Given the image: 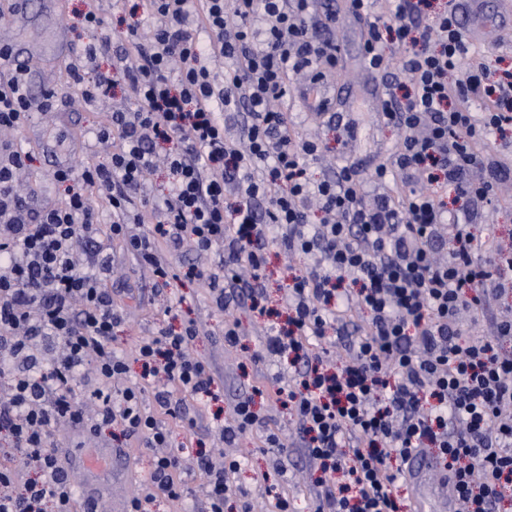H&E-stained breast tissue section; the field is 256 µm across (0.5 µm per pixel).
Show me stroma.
<instances>
[{"label": "stroma", "mask_w": 512, "mask_h": 512, "mask_svg": "<svg viewBox=\"0 0 512 512\" xmlns=\"http://www.w3.org/2000/svg\"><path fill=\"white\" fill-rule=\"evenodd\" d=\"M460 14L468 25L481 62L492 65L497 59L512 64V15L501 8V0H456ZM56 0H23L22 6L0 9V46L23 49L29 67L34 95L55 90L60 101L52 112L33 115L19 133L16 142L31 150L33 160L22 176L20 188L34 208L61 204L65 200L63 186L57 185L52 173L60 166L81 167L89 162H102L106 153L89 132L105 121L110 105L87 103L67 86L70 59L57 50L58 43H87L97 33L88 28L83 15L90 0H65L63 9H56ZM320 8L336 12L339 25L329 36L340 48L333 76L328 77L325 90V115L318 116L308 109L306 87L294 82L288 94V109L296 113L298 131L305 137L319 139L324 150L320 159L310 161L313 179L334 177L339 166L361 165L365 178H372L374 168L386 160L394 149L399 132L385 125L380 112L389 76L371 72L363 60L365 25L349 10V0H320ZM475 243H512V180L506 181L498 202L484 206L473 226ZM114 264L111 287L116 288L115 300L125 313V321L115 328L112 347L116 352L131 353L136 344L151 336L159 325L180 327L183 321L195 320L201 334L192 346L199 358L206 360L214 373L221 392L219 407L231 412L235 400L260 381L274 382L281 370L275 357H266L253 364L250 356L262 348L264 324L256 320L242 303H231L227 312L214 310L202 281L183 279L166 290L155 291L148 272L120 244H113ZM237 319L246 334L240 348L224 344L225 317ZM187 414H199L196 429L173 421L172 446L182 449L186 458L196 455L195 443H202L212 454L241 456L243 464L236 477L242 491L224 504V512H240L242 501H249L252 512H268L270 503L259 488L261 475L287 490L293 512H314L318 485L310 474L305 451L291 445L283 468H275L270 453L261 449V430L240 437L229 444L220 437V429L212 422L215 406L185 398ZM55 440L61 457L76 455L93 458L107 448H123L129 455L131 479L96 473L84 469L72 470L77 499L94 495L98 512H113L124 505L147 477L151 466V451L132 440L124 439L116 426L103 427L89 435L62 425L55 430ZM206 478L196 466H189L183 475L185 493L178 504L158 499L155 512H207L204 484Z\"/></svg>", "instance_id": "obj_1"}]
</instances>
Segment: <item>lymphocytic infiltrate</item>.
Listing matches in <instances>:
<instances>
[{
  "label": "lymphocytic infiltrate",
  "instance_id": "f902f5d3",
  "mask_svg": "<svg viewBox=\"0 0 512 512\" xmlns=\"http://www.w3.org/2000/svg\"><path fill=\"white\" fill-rule=\"evenodd\" d=\"M373 2L351 0L367 26L368 69L395 63L388 48L403 52L381 113L401 137L375 169L376 194L353 164L313 180L321 144L298 135L284 106L295 76L317 89L336 64L335 44L319 35L336 15L316 0H150L149 19L115 35L99 9L85 14L99 36L71 61L69 86L87 102L111 100L95 132L108 158L56 169L66 200L37 210L17 188L31 152L0 141V427L16 457L0 465V512H75L53 433L62 423L86 433L116 423L152 450L127 512L184 495L165 419L179 416L184 396L214 395L208 364L188 353L200 327L163 326L133 355L113 350L125 316L106 284L111 256L102 246L81 264L73 250L99 221L96 194L110 211L108 240L149 268L155 286L197 278L216 309L233 296L267 321L265 351L251 360L278 356L293 375L252 386L222 433L261 426L256 397L288 410L296 444L329 477L319 512H405L408 459L427 450L454 480L462 512H500L512 494V316L495 319L486 338L465 336L459 318L512 295V246L477 253L471 231L477 206L506 179L486 138L512 130V68L494 76L473 61L456 0H386L381 16ZM54 103L32 94L26 65L1 46L0 131ZM242 105L248 121L228 138L224 114ZM160 163L169 189L158 206L147 176ZM450 190L460 208H449ZM187 242L218 256L217 267L176 269L167 253ZM272 247L289 259L275 307L260 283ZM355 314L354 352L333 360L329 335ZM133 360L142 372L132 385ZM79 387L94 413L77 401ZM197 461L210 512H224L240 459L216 466L201 451ZM24 470L32 479L21 480Z\"/></svg>",
  "mask_w": 512,
  "mask_h": 512
}]
</instances>
